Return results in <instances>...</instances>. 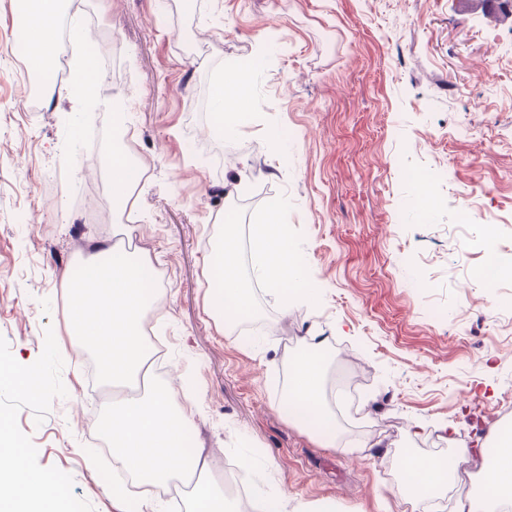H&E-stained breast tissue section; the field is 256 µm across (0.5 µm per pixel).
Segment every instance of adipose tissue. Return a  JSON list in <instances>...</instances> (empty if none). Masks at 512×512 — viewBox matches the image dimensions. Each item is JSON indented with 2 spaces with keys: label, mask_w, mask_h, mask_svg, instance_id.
Returning a JSON list of instances; mask_svg holds the SVG:
<instances>
[{
  "label": "adipose tissue",
  "mask_w": 512,
  "mask_h": 512,
  "mask_svg": "<svg viewBox=\"0 0 512 512\" xmlns=\"http://www.w3.org/2000/svg\"><path fill=\"white\" fill-rule=\"evenodd\" d=\"M63 0H21L25 18L23 36L31 73L49 69L61 38ZM251 82L247 71L233 73L213 87L222 104L223 131L232 135L247 121L245 100ZM112 157L109 176L112 200L127 209L136 189V166L129 159V134L124 106L112 113ZM235 232L221 236L207 258L219 273L217 287L207 289V310L217 326L227 328L248 308V284L239 261ZM257 275L274 287L309 290L281 219L278 204H270L254 229ZM154 272L148 252L122 241L94 246L77 275L67 285L69 334L97 360L98 375L113 389L112 408L101 427L108 437L112 458L131 475V484L112 486V501L124 504L130 486L143 495L179 478L192 488L183 498L184 512H241L236 500L224 494L222 478L214 471L208 452L187 451L186 434L192 426L193 403L181 396L171 381L158 379L142 328L145 313L156 299L151 286ZM313 337L289 360L288 390L278 408L295 424L313 430L322 447L336 445V415L323 392L325 372L315 354ZM487 446L480 449L483 491L467 497L458 512H488L493 502L512 500V434L491 427ZM17 446L0 448V512H63V491L47 472L22 470ZM402 496L421 501L460 476L452 461L417 455L400 462Z\"/></svg>",
  "instance_id": "obj_1"
}]
</instances>
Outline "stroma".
Masks as SVG:
<instances>
[{
	"label": "stroma",
	"mask_w": 512,
	"mask_h": 512,
	"mask_svg": "<svg viewBox=\"0 0 512 512\" xmlns=\"http://www.w3.org/2000/svg\"><path fill=\"white\" fill-rule=\"evenodd\" d=\"M65 17L124 101L142 170L133 211L112 205V113L75 101L60 70L19 80L14 0H0V367L38 371V397L0 389L27 469L62 483L67 512H115L92 426L110 410L73 344L64 283L123 225L160 270L164 358L200 412L185 439L214 469L251 457L260 497L290 512H411L405 454L448 457L512 429V282L479 278L512 250V0H68ZM253 70L239 134L215 130L212 88ZM280 202L311 296L252 276L250 230ZM241 238L250 307L207 312L205 258L222 223ZM313 334L337 448L278 408L288 357ZM469 459L457 512L482 491Z\"/></svg>",
	"instance_id": "obj_1"
}]
</instances>
